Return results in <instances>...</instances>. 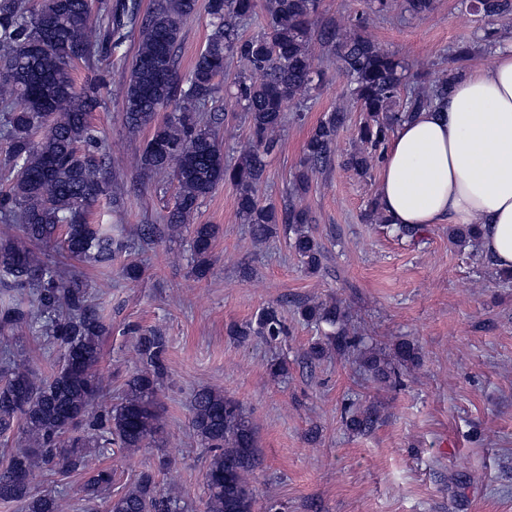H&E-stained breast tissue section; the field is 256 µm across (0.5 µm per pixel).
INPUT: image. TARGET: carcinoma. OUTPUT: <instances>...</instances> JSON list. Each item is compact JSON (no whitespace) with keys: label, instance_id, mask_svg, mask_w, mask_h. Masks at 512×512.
Here are the masks:
<instances>
[{"label":"carcinoma","instance_id":"obj_1","mask_svg":"<svg viewBox=\"0 0 512 512\" xmlns=\"http://www.w3.org/2000/svg\"><path fill=\"white\" fill-rule=\"evenodd\" d=\"M368 10L323 29L316 20L323 0H264L266 29L245 38L241 21L256 14L257 0H208L213 33L185 78L178 73L177 51L183 21L197 9V0H157L141 13L138 0H0V135L8 143L12 167L0 173V224L17 232L0 236V435L19 432L18 445L0 456V502L16 503L22 512H65L61 496L34 490L37 471L64 477L87 467L90 457L109 450L133 454L160 445L164 430L157 403L167 376L165 338L154 331L138 336L135 352L140 367L123 384L119 402L100 414L95 406L108 395L100 376L101 340L106 324L95 293L83 272L72 265L112 266L116 252L128 244L112 230L86 220L88 209L112 196L106 178L101 132L90 112L101 104L100 85L78 91L72 79L76 63L103 54L121 56L128 36L139 31L140 45L125 85L123 121L130 129L151 127L139 158L140 168L167 173L176 193L161 224H141L137 238L154 243L183 233L191 236L192 273L198 279L211 269L217 238L214 224H195L200 202L220 183L238 190L237 211L254 239L264 241L282 226L289 245L304 269L320 271L324 247L310 224L309 212L296 203L310 187V175L327 170L336 153V136L359 112L360 148L344 165L364 177L370 155L384 152L391 134L412 113L446 98L448 77L422 90L406 80L408 67L361 34L369 12L400 9L423 14L435 0H366ZM471 11L481 18L512 16V0H475ZM327 44L349 83L352 106H337L311 130L299 169L293 176L288 205L277 210L264 203L259 186L263 157L278 146L277 131L287 106L300 113L322 82L314 64L313 47ZM240 58L246 69L233 81L234 105L246 112L249 146L235 164L224 162L217 133L202 123L228 63ZM172 107L171 115L155 121L156 112ZM41 133L39 141L33 134ZM365 218L386 224L399 238L415 240L420 229L394 225L371 201ZM477 237L473 225H458L448 240L460 245ZM55 245L65 262L41 258L36 245ZM305 321L326 323L334 331L326 341L310 345L306 357L321 359L326 349L357 350L365 338L351 336L336 305L304 304ZM21 322L35 328L43 341L60 348L48 375L31 366L26 350L8 334ZM242 340L255 335L269 342L284 333L274 308L264 309L257 326L232 330ZM402 364L419 359L407 340L395 345ZM374 375L398 374L391 363L374 354L364 360ZM378 422L367 408L348 418L350 429L366 434ZM191 428L209 449L205 480L206 512H255L256 498L249 475L258 465L254 427L239 402L211 387L191 401ZM113 471L97 468L82 487V512H176L179 496L157 488L155 473L145 471L125 491L112 493Z\"/></svg>","mask_w":512,"mask_h":512}]
</instances>
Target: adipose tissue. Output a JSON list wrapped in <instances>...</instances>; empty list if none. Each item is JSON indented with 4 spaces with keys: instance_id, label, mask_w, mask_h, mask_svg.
Segmentation results:
<instances>
[{
    "instance_id": "obj_1",
    "label": "adipose tissue",
    "mask_w": 512,
    "mask_h": 512,
    "mask_svg": "<svg viewBox=\"0 0 512 512\" xmlns=\"http://www.w3.org/2000/svg\"><path fill=\"white\" fill-rule=\"evenodd\" d=\"M377 203L395 225H478L483 254L512 272V44L462 73L440 107L400 123Z\"/></svg>"
}]
</instances>
